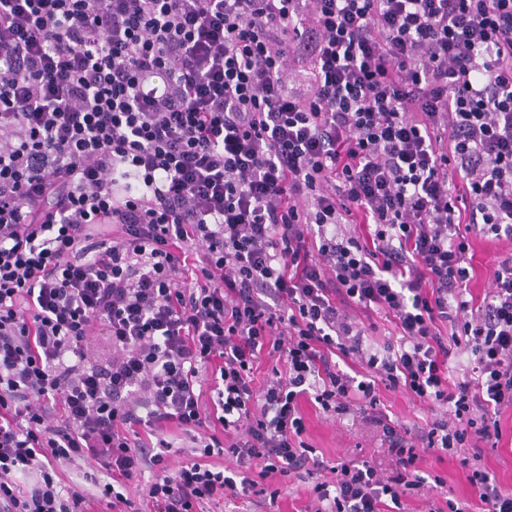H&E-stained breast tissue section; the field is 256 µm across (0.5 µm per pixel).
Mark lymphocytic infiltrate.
<instances>
[{
	"instance_id": "f902f5d3",
	"label": "lymphocytic infiltrate",
	"mask_w": 512,
	"mask_h": 512,
	"mask_svg": "<svg viewBox=\"0 0 512 512\" xmlns=\"http://www.w3.org/2000/svg\"><path fill=\"white\" fill-rule=\"evenodd\" d=\"M476 238L512 245V0H0V512H209L324 470L308 512H471L426 451L512 512L484 462L512 252L475 303ZM306 401L387 465H327ZM85 459L100 493L59 477ZM383 401L400 421L410 428L418 429L425 425L430 416L428 408L401 392H384ZM424 470L429 473H438L447 479V484L443 489L445 497L469 499L473 498L471 490L461 472L456 461L445 458L443 462H439L435 456L427 455L423 466ZM453 491V494L449 490Z\"/></svg>"
}]
</instances>
